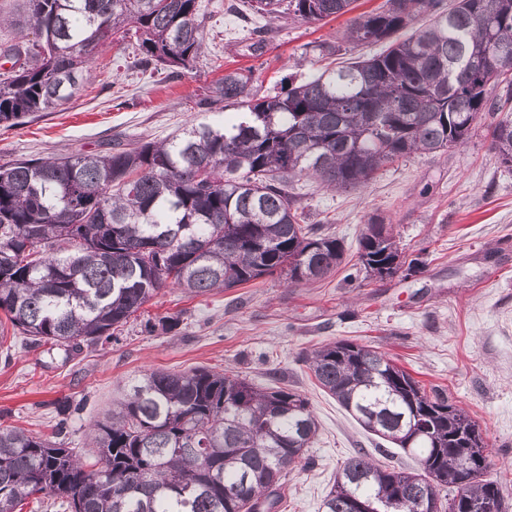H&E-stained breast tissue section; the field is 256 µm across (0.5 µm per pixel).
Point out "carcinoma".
<instances>
[{
  "label": "carcinoma",
  "instance_id": "cac0c4a2",
  "mask_svg": "<svg viewBox=\"0 0 512 512\" xmlns=\"http://www.w3.org/2000/svg\"><path fill=\"white\" fill-rule=\"evenodd\" d=\"M354 0H245L252 13L322 21ZM34 39L0 47V125L53 110L83 86L116 32L135 28L144 68L187 69L204 53L200 0H24ZM429 22L390 40L420 16ZM347 40L389 41L370 58L326 68L259 95L251 69H227L197 106L234 107L224 124H193L162 142L108 155L20 159L0 166V311L26 347L73 355L112 342V328L172 285L204 296L284 272L322 280L343 259L339 239L305 222L288 192L313 177L333 190L364 187L416 152L462 145L479 114L489 148L512 170V0H385L353 19ZM499 64L491 74L489 61ZM387 218L368 219L360 270L383 280L403 261ZM176 317L146 321L153 334ZM319 385L367 431L415 455L419 469L348 458L323 512L395 501L393 512L448 488L439 512L507 506L484 478L480 426L448 397L427 393L367 346L337 341L307 356ZM308 400L207 369L150 371L94 421L88 466L72 448L0 428V512L33 495L59 512H272L286 475L317 435ZM471 466L461 467L465 457Z\"/></svg>",
  "mask_w": 512,
  "mask_h": 512
}]
</instances>
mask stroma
I'll list each match as a JSON object with an SVG mask.
<instances>
[{"mask_svg":"<svg viewBox=\"0 0 512 512\" xmlns=\"http://www.w3.org/2000/svg\"><path fill=\"white\" fill-rule=\"evenodd\" d=\"M383 0H354L352 10L317 22L270 20L227 12L228 0H203L211 29L204 56L168 79L137 67L135 39L98 53L83 88L50 112L0 126V165L21 159L108 154L119 144L162 141L193 123L219 122L221 107H199L223 69L250 68L261 93L307 71L312 45H340L336 61L362 55L347 41L353 18ZM222 57L215 69L213 57ZM488 115L470 138L442 154H415L388 166L367 187L347 192L311 180L293 193L308 223L339 238L344 263L328 278L293 284L274 276L188 297L167 287L147 302L111 344L65 357L50 345L0 348V427L60 439L90 456L87 429L119 386L152 370L207 368L239 374L261 388L303 394L318 422L308 463L287 476L279 512H322L345 460L414 467V459L364 431L318 386L304 357L347 340L376 348L425 390H439L486 434L488 478L512 510V173L489 149ZM421 266L382 281L355 277L359 238L370 215ZM176 315L171 333H143V320ZM70 406L65 433L59 409Z\"/></svg>","mask_w":512,"mask_h":512,"instance_id":"obj_1","label":"stroma"}]
</instances>
